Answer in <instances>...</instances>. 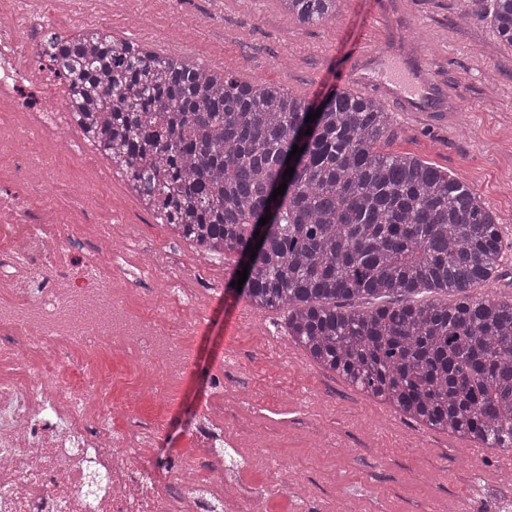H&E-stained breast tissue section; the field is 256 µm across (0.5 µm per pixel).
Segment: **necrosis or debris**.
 Here are the masks:
<instances>
[{"label": "necrosis or debris", "instance_id": "1", "mask_svg": "<svg viewBox=\"0 0 512 512\" xmlns=\"http://www.w3.org/2000/svg\"><path fill=\"white\" fill-rule=\"evenodd\" d=\"M48 2L0 0V163L19 182L0 188V512H267L265 486L224 480L215 407L194 410L184 451L156 454L166 421L138 408L150 393L172 410L160 382L195 361L156 304L135 306L138 274L120 264L123 228L97 224L93 191L75 192L61 175V158L86 142L46 38L29 26ZM92 227L101 252L76 255L72 242ZM214 288L202 273L160 295L189 311L195 331L203 325L196 298ZM107 342L143 372L105 404L110 377L90 374L86 357ZM188 459L203 479H185Z\"/></svg>", "mask_w": 512, "mask_h": 512}]
</instances>
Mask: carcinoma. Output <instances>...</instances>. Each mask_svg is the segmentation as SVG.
I'll use <instances>...</instances> for the list:
<instances>
[{
  "label": "carcinoma",
  "mask_w": 512,
  "mask_h": 512,
  "mask_svg": "<svg viewBox=\"0 0 512 512\" xmlns=\"http://www.w3.org/2000/svg\"><path fill=\"white\" fill-rule=\"evenodd\" d=\"M336 2L279 0L307 24L333 16ZM471 3L511 46L512 0ZM48 46L109 164L168 227L232 262L231 280L249 264L242 296L284 312L289 341L431 429L512 452V298L468 295L499 272L498 223L457 176L386 149L395 129L380 100L343 92L307 123L312 106L274 86L107 28ZM295 144L304 151L291 157ZM424 291L455 300H408ZM356 299L372 306L347 308Z\"/></svg>",
  "instance_id": "obj_1"
}]
</instances>
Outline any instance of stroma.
Masks as SVG:
<instances>
[{
  "label": "stroma",
  "instance_id": "stroma-1",
  "mask_svg": "<svg viewBox=\"0 0 512 512\" xmlns=\"http://www.w3.org/2000/svg\"><path fill=\"white\" fill-rule=\"evenodd\" d=\"M118 37L201 64L237 81H262L306 103L336 95L326 73L344 28L364 33L365 56L347 92L383 100L408 152L455 173L497 216L502 262L512 270V47L468 10L467 0H339L335 16L304 25L277 0H96ZM432 83L437 105L402 112L376 75L384 57ZM105 163L81 152L69 163L78 189L102 185L128 220V233L178 257L176 272L201 269L219 291L206 302V324L189 342L196 367L171 382L179 401L219 402L207 378L231 361L224 382L238 393L224 404L231 475L268 485L269 512H290L289 483L302 484L322 512H456L473 499L494 512L512 483V453L427 429L321 370L280 332L276 312L256 313L229 286L218 259L198 258L167 228L136 214L120 182L103 180ZM165 265L143 271L142 288L171 276ZM221 402V401H220Z\"/></svg>",
  "mask_w": 512,
  "mask_h": 512
}]
</instances>
